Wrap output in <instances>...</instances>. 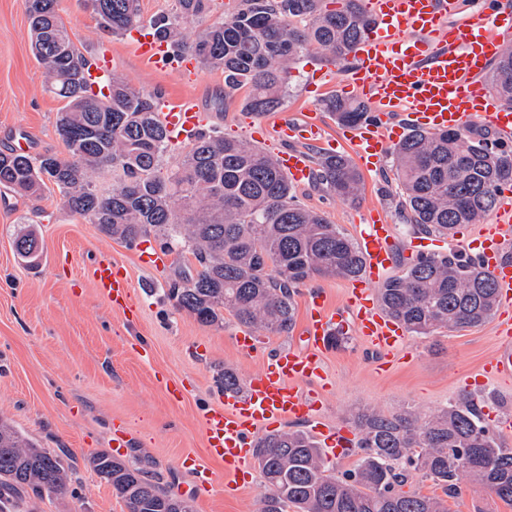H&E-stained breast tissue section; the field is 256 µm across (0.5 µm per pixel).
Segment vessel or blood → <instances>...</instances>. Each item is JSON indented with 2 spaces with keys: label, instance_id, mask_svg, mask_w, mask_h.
<instances>
[{
  "label": "vessel or blood",
  "instance_id": "vessel-or-blood-1",
  "mask_svg": "<svg viewBox=\"0 0 512 512\" xmlns=\"http://www.w3.org/2000/svg\"><path fill=\"white\" fill-rule=\"evenodd\" d=\"M365 7L373 25L351 53V67L339 63L323 68L321 85L322 91L337 89L366 102L376 114L375 121L346 129L341 141L362 172L373 171L413 129L440 132L480 124L512 136V104L501 100L484 78L504 41L512 38V11L503 8L502 0H487L480 13L469 17L463 14V0H365ZM128 41L142 65L172 62L184 72L194 68L191 57H174L168 42L151 29H132ZM158 105L172 140H192L203 132L196 98H162ZM261 128L263 135L285 143L279 160L289 181H307L312 162L298 145L323 141L316 112L305 110L298 122L270 117ZM395 242L396 227L382 207H368L357 231L362 275L348 286L343 309L312 294L307 321L294 344L268 356L246 377L242 389L226 391L222 402L204 413L207 453L181 459L184 467L194 470L200 487L214 482L208 466L214 458L224 463L225 493L241 491L253 435L288 419L313 424L323 445L342 453L346 433L321 422L312 386L325 376V352L339 331L353 332L388 359L403 349V328L385 315L376 298L377 288L394 267ZM511 245L512 200L507 198L468 244L496 281L498 301L506 310L512 308V261L505 256ZM92 276L113 308H127L132 284L118 261L100 258ZM489 368L496 376L512 377L511 343L497 349Z\"/></svg>",
  "mask_w": 512,
  "mask_h": 512
}]
</instances>
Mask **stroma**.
<instances>
[{
    "label": "stroma",
    "mask_w": 512,
    "mask_h": 512,
    "mask_svg": "<svg viewBox=\"0 0 512 512\" xmlns=\"http://www.w3.org/2000/svg\"><path fill=\"white\" fill-rule=\"evenodd\" d=\"M58 10L76 46L94 56L112 52V72L152 95L196 97L207 125H220L227 137L278 154L276 140L257 141L261 115L242 108L241 96L225 98L221 72L195 74L144 68L125 37L98 28L85 0H58ZM323 62L306 56L290 70L284 113L309 106L307 86ZM61 100L45 89L43 70L31 50V32L22 0H0V150L27 135L31 152H69L55 131ZM299 202L323 213L330 223L355 234L360 214L379 203L395 224L397 251H406L415 234L398 210L397 182L389 161L363 179L360 197L350 202L297 187ZM33 232L39 259L29 264L17 255L13 239ZM123 263L133 284V319L101 298L90 272L104 255ZM174 265L151 268L143 250L127 247L99 232L89 218L71 213L54 185L40 196L23 197L0 188V418L49 451H65L74 465L65 494L17 500L12 512H126L111 485L91 468L88 456L111 451L114 432L128 444L121 457L142 462L194 512H260L264 487L259 472L239 495L223 485L195 490V478L179 457L202 455L206 448L201 417L221 395L217 381L224 366L244 378L275 350L293 344L294 334L259 332L257 351H242L241 331L232 315L206 326L176 311L165 295ZM496 319L475 328L408 335L407 355L383 366L380 352L347 335L329 348L326 370L332 387L323 400L322 419L351 427L356 410L391 413L409 407L430 414L464 394L467 377H482L475 390L484 413L512 417V378L483 377L482 368L497 350ZM145 343L141 358L136 343ZM448 512H512V504L488 489L461 481L446 496Z\"/></svg>",
    "instance_id": "stroma-1"
}]
</instances>
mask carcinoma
I'll return each instance as SVG.
<instances>
[{
    "label": "carcinoma",
    "mask_w": 512,
    "mask_h": 512,
    "mask_svg": "<svg viewBox=\"0 0 512 512\" xmlns=\"http://www.w3.org/2000/svg\"><path fill=\"white\" fill-rule=\"evenodd\" d=\"M212 0H177L171 15L144 21L139 0H87L99 28L119 36L144 23L201 67L224 73V96L246 91L251 112H277L288 97L291 64L304 54L327 62L346 59L370 26L362 0H239L231 16L188 41L186 25L210 10ZM32 50L49 90L64 105L56 133L71 159L54 153L0 151V186L20 196L55 185L70 212L88 217L105 236L127 246L154 237L161 248L192 266L178 271L166 295L178 312L203 325L224 313L250 328L289 333L296 321L297 288L315 277L353 279L362 270L357 243L338 225L294 199L293 184L277 159L224 136L212 126L188 142L168 166L172 150L154 98L114 74L93 88L90 59L72 41L57 0H23ZM488 83L512 103V46L492 67ZM322 107L345 125L369 119L361 101L331 95ZM488 131H414L390 153L400 211L411 229L449 235L475 224L512 185V151L488 149ZM118 182L97 185L104 170ZM362 174L345 155L316 158L312 186L345 200L358 198ZM15 250L38 259L30 234ZM495 280L459 253L420 256L379 288L384 312L410 333L474 328L497 308ZM362 453L338 478L309 432L277 431L258 438L254 457L266 493L261 512H448L446 501L402 490L412 468L444 493L463 477L512 503V448L485 422L479 399L464 394L426 419L404 408L384 414L359 411L353 421ZM90 464L112 486L127 512H182L160 479L107 452ZM70 464L0 419V512L11 493L37 499L68 490Z\"/></svg>",
    "instance_id": "obj_1"
}]
</instances>
